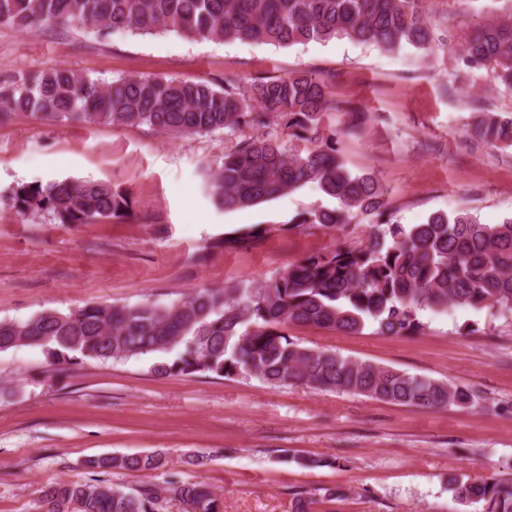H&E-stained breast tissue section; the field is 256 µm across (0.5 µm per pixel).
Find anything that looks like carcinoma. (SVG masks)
Instances as JSON below:
<instances>
[{
  "mask_svg": "<svg viewBox=\"0 0 512 512\" xmlns=\"http://www.w3.org/2000/svg\"><path fill=\"white\" fill-rule=\"evenodd\" d=\"M426 0H0V22L20 29L80 23L99 37L173 32L193 40L246 41L290 47L346 38L383 51L433 50ZM483 70L494 89L512 94V11L474 28L458 55ZM334 108L317 73L259 74L244 85L226 71L220 82L128 75L105 81L59 68L0 81V125L23 115L55 124L85 122L148 127L174 137L267 127L280 118L288 140L250 136L206 174L213 203L243 210L314 185L336 201L307 212L303 223L337 232L357 214H383L385 189L373 174L349 171L324 125ZM345 133L358 134L365 113L348 110ZM470 136L512 147V117L476 101ZM9 200L21 218L96 224L127 214L130 192L101 180L18 182ZM494 309L512 316V217L482 224L469 212L433 213L423 224L391 221L366 243L344 245L288 265L253 288L203 287L161 304L90 303L67 312L43 310L0 319V352L39 348L53 366L83 360L122 361L163 354L154 370L173 376H255L269 385L301 383L422 409L475 408L478 392L451 380L413 375L302 345L288 324L358 334L367 326L411 336L424 310ZM159 453L90 458L95 473L155 471ZM455 496L483 512H512V484L452 479ZM185 512H220L204 485L172 478L164 488ZM50 512H160L161 494H136L103 480L57 483L43 490Z\"/></svg>",
  "mask_w": 512,
  "mask_h": 512,
  "instance_id": "cac0c4a2",
  "label": "carcinoma"
}]
</instances>
